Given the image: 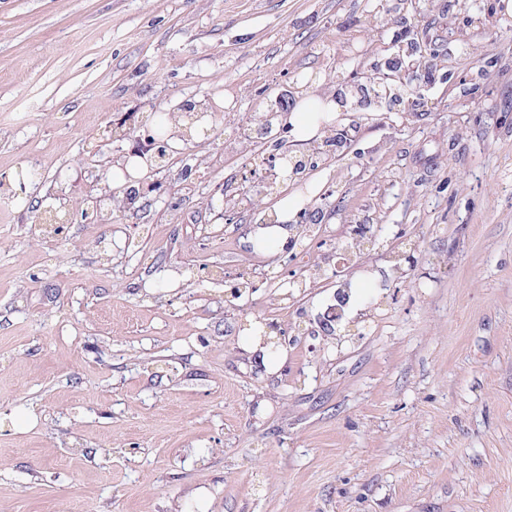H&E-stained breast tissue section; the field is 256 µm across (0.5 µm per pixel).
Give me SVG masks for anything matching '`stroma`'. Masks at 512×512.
<instances>
[{
    "mask_svg": "<svg viewBox=\"0 0 512 512\" xmlns=\"http://www.w3.org/2000/svg\"><path fill=\"white\" fill-rule=\"evenodd\" d=\"M411 46L417 94L340 113L308 171L311 236L255 251L287 188L246 178L258 102ZM187 101L218 104L207 167L35 221ZM0 182V512H512V0H0ZM340 263L366 278L343 307ZM251 322L285 331L277 371Z\"/></svg>",
    "mask_w": 512,
    "mask_h": 512,
    "instance_id": "35a3bbf8",
    "label": "stroma"
}]
</instances>
